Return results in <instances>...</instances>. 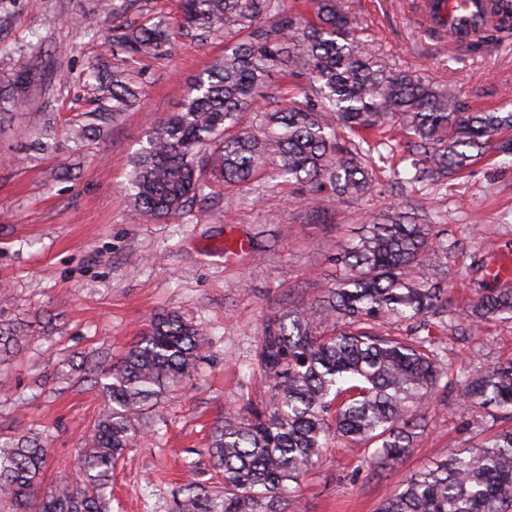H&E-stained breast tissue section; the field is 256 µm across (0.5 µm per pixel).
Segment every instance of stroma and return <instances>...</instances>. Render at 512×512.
I'll return each instance as SVG.
<instances>
[{
  "label": "stroma",
  "mask_w": 512,
  "mask_h": 512,
  "mask_svg": "<svg viewBox=\"0 0 512 512\" xmlns=\"http://www.w3.org/2000/svg\"><path fill=\"white\" fill-rule=\"evenodd\" d=\"M114 5L0 0V77L18 46L46 72L0 122V319L22 334L18 350L0 360V445L37 435L53 450L44 481L54 483L103 407L96 363L128 351L154 315L179 311L206 329L208 350L194 380L146 414L145 437L112 473L119 512H169L187 478L220 482L205 449L225 411L263 396L254 361L263 324L334 286L336 251L369 216L416 208L435 218L447 251L427 256L422 271L447 277L453 307L468 308L489 282L486 267L512 254V157L486 155L430 195L385 186L314 208L297 186L273 180L260 196L225 188L181 219L154 222L122 191L127 160L177 111L224 41L182 35L171 55L128 60L142 74L140 100L105 139L78 148L69 128L93 93L88 74L112 59L113 25L143 15L180 21V0H140V11L121 16ZM343 7L361 22L372 52L448 85L469 105L495 108L512 90V40L455 60L426 32L413 0H343ZM92 16L96 26L86 27ZM48 116L56 128L50 148L25 159ZM431 339L454 374L512 360V323L487 321L471 336L435 327ZM511 424L497 410L469 409L457 389L439 390L427 427L393 465L372 466L364 445L333 441L302 483L301 512H377L405 476Z\"/></svg>",
  "instance_id": "35a3bbf8"
}]
</instances>
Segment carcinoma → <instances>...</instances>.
Listing matches in <instances>:
<instances>
[{"label": "carcinoma", "instance_id": "1", "mask_svg": "<svg viewBox=\"0 0 512 512\" xmlns=\"http://www.w3.org/2000/svg\"><path fill=\"white\" fill-rule=\"evenodd\" d=\"M492 4L493 22L467 49L512 35V0ZM311 9L291 13L286 0H181L179 28L224 35V54L130 158L127 197L142 214L180 218L222 187L258 195L267 178L300 185L311 204L371 195L370 134L385 129L405 140L410 157L391 175L424 187L490 151L512 153V112L473 109L448 86L394 69L359 39L341 0H311ZM176 44L161 17L112 26L116 57L167 55ZM277 75L295 90L270 107ZM35 81L27 56L16 53L0 81V121ZM141 93L128 69L113 66L70 141L80 147L106 135ZM246 112L253 119L244 129ZM440 247L430 218L402 211L371 218L341 245L335 286L314 305L264 323L255 357L265 398L227 410L206 449L222 482L185 484L173 512H299L302 481L333 437L365 442L368 461L391 465L409 453L443 384L459 386L467 407L512 412V360L449 383L439 352L416 336L430 316L450 332L512 322V288L477 292L468 315L450 307L446 282L419 272ZM403 323L414 332L392 330ZM17 344L16 329L0 324V354ZM207 346L204 329L180 314L152 318L121 358L97 365L105 405L73 462L76 479L65 473L43 487L51 449L22 435L0 449V501L12 512H112V470L141 439L144 411L191 379ZM379 512H512V427L405 477Z\"/></svg>", "mask_w": 512, "mask_h": 512}]
</instances>
